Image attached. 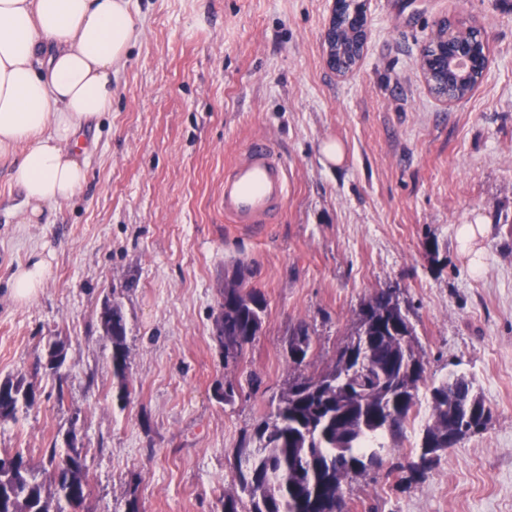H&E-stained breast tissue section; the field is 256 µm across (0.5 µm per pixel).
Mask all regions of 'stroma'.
Here are the masks:
<instances>
[{"instance_id": "obj_1", "label": "stroma", "mask_w": 512, "mask_h": 512, "mask_svg": "<svg viewBox=\"0 0 512 512\" xmlns=\"http://www.w3.org/2000/svg\"><path fill=\"white\" fill-rule=\"evenodd\" d=\"M331 0H131L142 33L112 79V110L83 132L87 181L22 224L13 161H0V380L34 375L37 406L0 422V449L41 459L86 447L85 512H222L234 450L290 372L288 339H313L306 374L335 359L376 290L409 305L428 381L472 378L486 429L426 478L346 485L347 512H512V0H368L356 68L324 62ZM482 25L490 64L462 101L427 90L420 50L441 18ZM288 167L278 223L224 220V170L253 136ZM341 153L332 163L325 143ZM482 222L483 268L459 254ZM52 273L24 304L8 278L32 255ZM267 309L238 367L212 340L218 291L236 263ZM127 320L131 397L120 404L99 316ZM66 343L65 381L34 374ZM238 384L234 403L219 385ZM64 401H57V393Z\"/></svg>"}]
</instances>
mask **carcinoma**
<instances>
[{"instance_id":"1","label":"carcinoma","mask_w":512,"mask_h":512,"mask_svg":"<svg viewBox=\"0 0 512 512\" xmlns=\"http://www.w3.org/2000/svg\"><path fill=\"white\" fill-rule=\"evenodd\" d=\"M336 40L330 49L351 60L360 56L356 35L345 20H335ZM459 36L468 46L478 45L479 30L473 26L451 30L438 28L434 39L421 49L426 61L440 48L448 55V69L434 70L428 82L438 93L460 101L479 83L480 72L455 61ZM245 273L238 265L224 274L214 324L224 332L220 352L224 366H237L246 345L259 333L267 302L253 290L250 299L240 296ZM100 324L108 342V361L117 380L119 401L130 395L127 379L129 352L126 321L120 306L106 304ZM312 337L301 324L289 342L293 372L272 410L258 423L254 442L244 440L234 449L233 485L222 495L223 512H345L344 487L358 478L382 470L386 448L396 449L418 405L420 385L426 382L425 363L417 339L396 292L376 291L362 304L355 331L337 351L348 357L346 369L334 362L318 374L304 367L312 353ZM65 363V342L48 343L40 367L58 374ZM430 415L421 430L417 456L391 465L388 473L401 474L411 486L422 481L448 450V393L474 404L471 422L486 426L489 410L475 391L473 380L450 376L428 387ZM36 385L25 377L0 381V421H16L18 414L39 401ZM77 435L67 438L68 450L47 451L48 465L35 464L23 452L0 450V512H84L91 495L85 465V449L76 445Z\"/></svg>"}]
</instances>
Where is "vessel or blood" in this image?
<instances>
[{"mask_svg": "<svg viewBox=\"0 0 512 512\" xmlns=\"http://www.w3.org/2000/svg\"><path fill=\"white\" fill-rule=\"evenodd\" d=\"M288 201V168L274 143L252 137L224 171V216L233 224H273Z\"/></svg>", "mask_w": 512, "mask_h": 512, "instance_id": "obj_1", "label": "vessel or blood"}]
</instances>
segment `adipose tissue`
Instances as JSON below:
<instances>
[{"label": "adipose tissue", "mask_w": 512, "mask_h": 512, "mask_svg": "<svg viewBox=\"0 0 512 512\" xmlns=\"http://www.w3.org/2000/svg\"><path fill=\"white\" fill-rule=\"evenodd\" d=\"M140 27L129 0H0V159L16 162L22 223L85 184L80 135L111 111ZM50 275L34 256L12 273L11 299L31 301Z\"/></svg>", "instance_id": "adipose-tissue-1"}]
</instances>
